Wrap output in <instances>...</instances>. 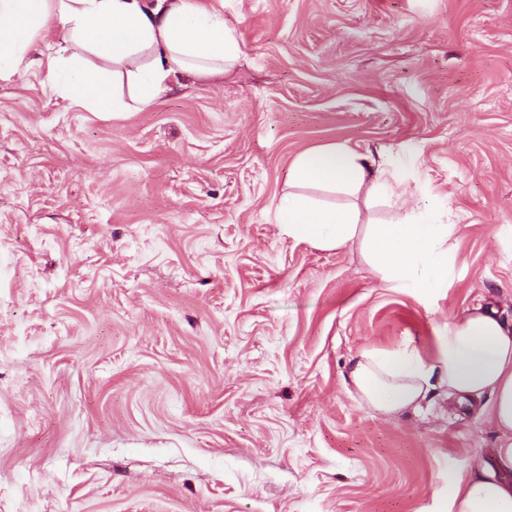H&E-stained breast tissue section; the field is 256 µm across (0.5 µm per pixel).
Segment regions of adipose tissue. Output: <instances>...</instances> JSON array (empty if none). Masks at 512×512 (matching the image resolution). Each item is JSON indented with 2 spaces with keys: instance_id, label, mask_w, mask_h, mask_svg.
<instances>
[{
  "instance_id": "adipose-tissue-1",
  "label": "adipose tissue",
  "mask_w": 512,
  "mask_h": 512,
  "mask_svg": "<svg viewBox=\"0 0 512 512\" xmlns=\"http://www.w3.org/2000/svg\"><path fill=\"white\" fill-rule=\"evenodd\" d=\"M61 26L69 55L50 58L47 78L72 104L93 112H132L167 91L177 74H221L237 44L223 15L197 0H0V81L31 70L38 35ZM124 66L128 97L116 95L88 55ZM350 196L336 206L312 190ZM367 157L329 144L305 150L289 168L288 191L275 217L280 231L323 250L357 245L381 280L437 292L448 285L455 227L431 215L376 224L365 220L356 197L395 195ZM362 401L392 414L425 402L447 386L461 399L490 397L498 446L465 473H449L448 512H512V327L476 307L449 328L435 362L407 350L366 351L350 371Z\"/></svg>"
}]
</instances>
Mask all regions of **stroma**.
Wrapping results in <instances>:
<instances>
[{"instance_id": "35a3bbf8", "label": "stroma", "mask_w": 512, "mask_h": 512, "mask_svg": "<svg viewBox=\"0 0 512 512\" xmlns=\"http://www.w3.org/2000/svg\"><path fill=\"white\" fill-rule=\"evenodd\" d=\"M238 44L118 116L0 81V512H437L482 402L382 415L360 353L512 324V0H218ZM455 227L442 293L275 223L303 151Z\"/></svg>"}]
</instances>
